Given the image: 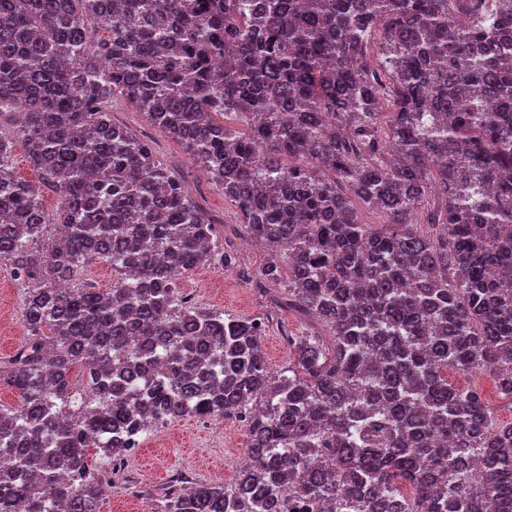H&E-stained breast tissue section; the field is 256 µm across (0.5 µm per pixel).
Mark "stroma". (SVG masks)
<instances>
[{"instance_id": "obj_1", "label": "stroma", "mask_w": 512, "mask_h": 512, "mask_svg": "<svg viewBox=\"0 0 512 512\" xmlns=\"http://www.w3.org/2000/svg\"><path fill=\"white\" fill-rule=\"evenodd\" d=\"M112 120L147 141L156 159L184 182L193 201L220 226L224 245L236 253L239 269H224L204 263L181 275L178 286L183 295L199 305L216 308L239 318L266 316L270 327L262 338V349L272 372L288 363L286 334L309 330L298 316L271 308L260 294L255 278L272 258L268 248L245 247L247 238L235 204L225 198L210 176L193 162L180 145L154 127L121 95L109 101ZM22 290L9 265H0V354L11 353L25 336ZM245 429L234 421L218 422L184 417L162 430H151L141 448L129 457L128 469L109 480L101 499L100 512H149L172 475L211 484L231 483L245 458Z\"/></svg>"}]
</instances>
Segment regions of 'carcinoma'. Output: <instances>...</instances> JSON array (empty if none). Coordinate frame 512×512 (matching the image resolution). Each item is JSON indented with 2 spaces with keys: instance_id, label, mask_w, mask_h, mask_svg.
Returning <instances> with one entry per match:
<instances>
[{
  "instance_id": "1",
  "label": "carcinoma",
  "mask_w": 512,
  "mask_h": 512,
  "mask_svg": "<svg viewBox=\"0 0 512 512\" xmlns=\"http://www.w3.org/2000/svg\"><path fill=\"white\" fill-rule=\"evenodd\" d=\"M116 91L281 249L274 305L328 336L287 334L280 373L269 318L181 294L236 258L112 122ZM433 186L444 205L419 218ZM92 261L110 288L80 277ZM2 262L26 340L0 359L23 398L0 408V512H99L111 433L188 416L242 423L245 460L227 485L176 477L151 512H512V423L448 382L486 373L512 407V8L0 0ZM14 156V168L13 171L20 177L25 178L31 182L36 183L37 187L41 190V198L45 208L48 211H52L57 203L58 197L49 189L39 183L38 173L35 172L32 166L28 163L26 158V152L23 144L20 141H16L13 147Z\"/></svg>"
}]
</instances>
